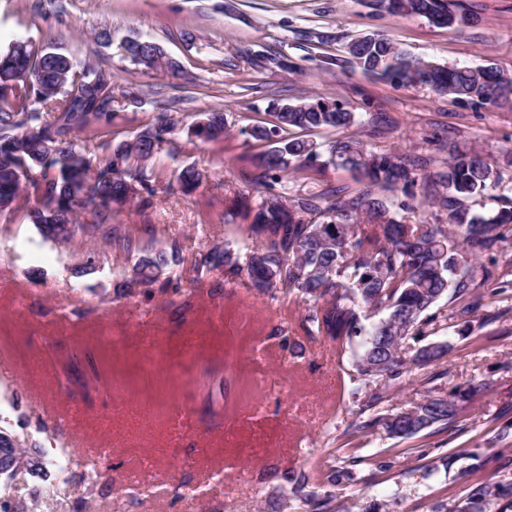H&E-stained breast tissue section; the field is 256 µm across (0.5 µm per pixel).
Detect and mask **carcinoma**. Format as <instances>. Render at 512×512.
<instances>
[{
	"mask_svg": "<svg viewBox=\"0 0 512 512\" xmlns=\"http://www.w3.org/2000/svg\"><path fill=\"white\" fill-rule=\"evenodd\" d=\"M375 2L435 25L466 21L449 8V0ZM348 52L363 73L396 86L422 84L458 101L492 105L512 94V75L493 65H441L381 34L351 40ZM127 60L144 73L175 69L151 40L140 56ZM112 115L110 70L78 61L50 39L38 45L26 38L14 39L0 53V215L14 214L20 201L31 198L34 205L26 210V219L37 229L74 224L84 232L86 226L77 216L91 207L93 232L131 251L135 244L131 237L118 234L112 225V207L102 199L125 204L149 186L152 171L146 162L164 136L172 133L175 122L169 113L160 112L152 126L103 155L74 140L76 132L111 124ZM275 117L272 127L247 131L256 140L274 143L258 159L261 173L256 182L264 186L263 196L254 199L236 192L224 213L227 221L240 215L252 218L245 233L255 246L242 255L226 245L196 264L197 271L221 270L229 283L245 278L273 300L289 293L302 302L314 301L305 308L299 326L312 338L332 342L339 356L352 355L357 385L351 396L356 399L377 379L396 381L415 366L443 359L446 343L431 350L420 348L412 360L406 356L405 344L425 338L426 327L434 320L428 311L448 292L458 300L452 318L458 321L460 335L469 331L471 316L481 309L484 296H471L475 284L468 270L480 254L512 241L511 199L500 197L503 204L492 217L474 211L498 187L497 168L457 141L443 145L448 160L439 174L443 191L436 202L448 223L405 224L398 216L410 204L390 202L376 189L400 184L408 193L418 180L413 164L389 153H375L354 138L334 141L324 160L314 141L285 136L291 129L312 133L352 127L356 114L346 103L305 96L282 106ZM193 130L209 141L224 139L229 132L224 111L204 113ZM326 165L356 172L365 182L363 190L346 195L297 193L289 200L275 191L282 174ZM176 180L181 194L190 195L202 177L186 167ZM311 214L317 219H309ZM169 266L167 251H151L136 259L131 278L122 285L153 283ZM511 293L512 271L500 275L488 296L496 303ZM375 316L378 320L368 325L362 322ZM473 397L470 388H456L446 397L428 395L404 411L355 420L349 433L369 437L381 429L390 438H411L437 424L448 429ZM0 434L13 439L12 458L0 460V468L9 469L0 471V478L7 481L22 471L43 478L51 474L41 443L21 440L2 427ZM500 495L498 485L477 484L464 505L441 504L435 512H485L486 505ZM290 497L312 507L310 512L336 509L332 495L321 496L312 489L305 471L294 478L290 492L276 498L274 512L288 508Z\"/></svg>",
	"mask_w": 512,
	"mask_h": 512,
	"instance_id": "obj_1",
	"label": "carcinoma"
}]
</instances>
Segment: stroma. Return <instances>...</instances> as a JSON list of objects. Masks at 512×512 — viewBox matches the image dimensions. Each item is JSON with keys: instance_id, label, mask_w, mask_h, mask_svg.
<instances>
[{"instance_id": "obj_1", "label": "stroma", "mask_w": 512, "mask_h": 512, "mask_svg": "<svg viewBox=\"0 0 512 512\" xmlns=\"http://www.w3.org/2000/svg\"><path fill=\"white\" fill-rule=\"evenodd\" d=\"M451 8L468 23L394 16L375 0H0V52L17 37H50L80 60L111 67L115 117L85 132L91 145L115 147L160 112L177 123L150 163L151 194L115 206L112 221L142 246L173 250L179 292L130 283L134 257L99 235L51 242L24 212L0 216V426L75 453L66 479H10L15 502L28 512H271L286 474L353 452L364 461L333 487L338 512L373 503L430 512L442 501L464 502L474 483L512 482V304L483 306L461 336L441 298L425 341L448 343L444 366L413 369L379 411L404 410L430 388L445 396L471 387L475 400L448 431L410 439L379 432L359 443L348 433L351 363L295 328L304 306L194 270L216 247L251 245L224 211L233 193L256 191L255 163L270 144L244 131L274 124L272 101H345L356 125L318 131L314 142L351 136L416 162L421 177L405 223H445L432 200L441 190L437 148L451 139L498 167V192L512 197V100L460 104L423 85L380 81L349 60L354 37L380 33L443 65L512 74V0H452ZM104 29L109 41L96 40ZM134 34L158 43L177 70H135L121 49ZM275 53L288 68L260 63ZM329 58L337 64L327 69ZM131 85L140 101L124 97ZM215 108L226 112L225 139L190 135ZM186 166L204 175L188 196L176 185ZM285 185L292 194L360 188L353 172L333 168L300 170ZM88 248L101 262L81 274ZM175 414L186 418L178 458L166 451ZM91 470L103 482L87 481ZM143 482L152 494H129Z\"/></svg>"}]
</instances>
